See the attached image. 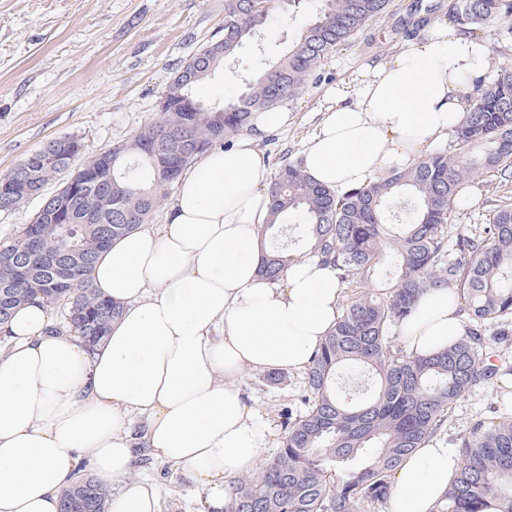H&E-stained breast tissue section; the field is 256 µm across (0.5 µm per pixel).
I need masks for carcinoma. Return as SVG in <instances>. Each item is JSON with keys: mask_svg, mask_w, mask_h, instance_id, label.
<instances>
[{"mask_svg": "<svg viewBox=\"0 0 512 512\" xmlns=\"http://www.w3.org/2000/svg\"><path fill=\"white\" fill-rule=\"evenodd\" d=\"M300 0H224V35L198 50L174 75L161 117L132 140L104 153L112 168V210L103 190L87 188L70 216L35 225L39 264L11 280L9 261L26 255L29 228L0 244V307L8 312L31 301L63 306L70 331L95 346L121 314L94 287L100 253L117 238L149 222L165 187L208 151L248 129L253 113L299 94L322 62L372 19L388 0H320L313 21L263 73L246 83L223 112H193L195 87L224 59L260 34L275 5ZM447 8L448 18L482 31L512 19V0H450L411 5L415 34L428 16ZM512 181V68L501 66L489 83L477 80L462 123L448 147L414 166L392 171L343 195L312 182L298 164L280 166L269 188L272 245L259 272L271 281L291 253L288 225L305 255L330 266L350 292L335 327L306 368L304 409L281 411L283 440L272 460L235 480L224 512H368L383 505L391 477L405 457L441 433L452 406L473 387L500 375L486 363L487 324L512 318V203L501 200L491 224L451 241L448 226L461 209L460 195L475 176ZM63 174L43 166L28 188L0 200L10 210ZM455 289L471 327L453 347L432 356H410L393 343L392 330L408 320L421 295ZM459 471L435 512H512V418L481 421L459 438ZM108 493L93 478L62 491L60 512H107Z\"/></svg>", "mask_w": 512, "mask_h": 512, "instance_id": "obj_1", "label": "carcinoma"}]
</instances>
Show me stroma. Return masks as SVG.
<instances>
[{
	"mask_svg": "<svg viewBox=\"0 0 512 512\" xmlns=\"http://www.w3.org/2000/svg\"><path fill=\"white\" fill-rule=\"evenodd\" d=\"M410 0H389L386 11L337 48L306 89L285 99L287 128L269 133L260 146L267 157L266 181L281 160L298 161L323 118L328 92L350 80L366 55L399 51L406 39L398 21ZM311 19L309 8L277 13L257 40L246 43L202 83L196 95L220 104L233 98L246 80L280 56ZM224 0H0V175L8 173L44 143L71 137L88 161L129 141L157 120L159 103L175 72L202 46L222 38ZM512 198V185L477 177L466 190L457 230L489 221L491 199ZM275 442L262 452L271 460L283 438L279 413L302 394L303 372L288 371L272 384L264 373L240 382ZM502 383L478 387L458 400L441 433L449 447L480 420L512 412ZM131 480L159 490L158 512H200L201 490L182 470L152 460L134 466Z\"/></svg>",
	"mask_w": 512,
	"mask_h": 512,
	"instance_id": "obj_1",
	"label": "stroma"
}]
</instances>
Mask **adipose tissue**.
I'll list each match as a JSON object with an SVG mask.
<instances>
[{"instance_id":"adipose-tissue-1","label":"adipose tissue","mask_w":512,"mask_h":512,"mask_svg":"<svg viewBox=\"0 0 512 512\" xmlns=\"http://www.w3.org/2000/svg\"><path fill=\"white\" fill-rule=\"evenodd\" d=\"M490 53L489 40L444 20L368 60L330 92L304 173L341 195L414 163L461 123ZM288 120L284 107L254 113L235 145L183 170L163 223L101 253L92 279L122 314L100 344L57 334L36 302L0 326V512H58L85 465L119 485L110 512H158L157 488L127 479L140 446L184 470L205 512H223L230 481L258 465L269 433L237 378L305 369L342 299L315 257L290 261L275 283L258 272L272 219L259 141ZM460 306L445 287L421 296L401 327L408 353L460 341ZM459 466L442 438L429 439L395 470L389 512H433Z\"/></svg>"}]
</instances>
